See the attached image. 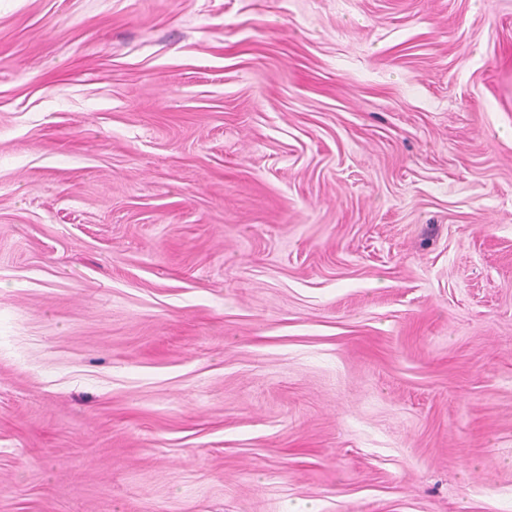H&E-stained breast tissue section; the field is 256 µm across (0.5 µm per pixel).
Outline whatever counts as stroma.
I'll return each mask as SVG.
<instances>
[{"label": "stroma", "mask_w": 512, "mask_h": 512, "mask_svg": "<svg viewBox=\"0 0 512 512\" xmlns=\"http://www.w3.org/2000/svg\"><path fill=\"white\" fill-rule=\"evenodd\" d=\"M512 512V0H0V512Z\"/></svg>", "instance_id": "stroma-1"}]
</instances>
